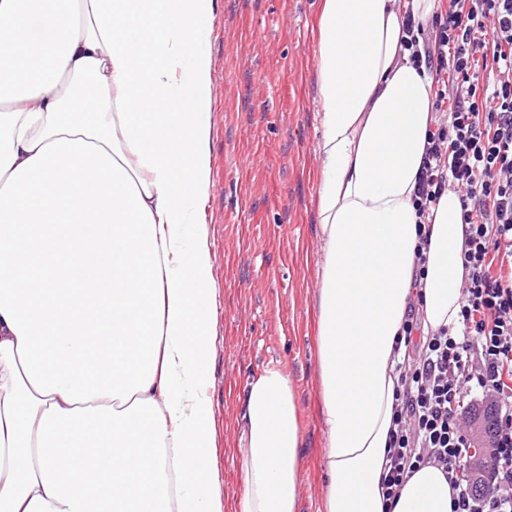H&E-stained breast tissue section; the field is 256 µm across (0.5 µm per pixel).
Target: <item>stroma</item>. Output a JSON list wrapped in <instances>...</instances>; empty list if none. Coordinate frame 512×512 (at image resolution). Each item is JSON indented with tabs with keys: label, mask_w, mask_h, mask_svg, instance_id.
<instances>
[{
	"label": "stroma",
	"mask_w": 512,
	"mask_h": 512,
	"mask_svg": "<svg viewBox=\"0 0 512 512\" xmlns=\"http://www.w3.org/2000/svg\"><path fill=\"white\" fill-rule=\"evenodd\" d=\"M320 6L218 0L211 21V188L202 220L215 311L210 463L224 512H238L244 389L270 366L287 372L299 410L298 512H318L325 487L315 312Z\"/></svg>",
	"instance_id": "stroma-1"
}]
</instances>
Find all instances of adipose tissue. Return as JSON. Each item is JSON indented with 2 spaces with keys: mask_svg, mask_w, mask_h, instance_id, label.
<instances>
[{
  "mask_svg": "<svg viewBox=\"0 0 512 512\" xmlns=\"http://www.w3.org/2000/svg\"><path fill=\"white\" fill-rule=\"evenodd\" d=\"M441 8L321 7L319 512H451L434 466L394 507L381 490L409 307L420 301L427 331L460 312V201L416 212L436 115L432 79L401 45L405 13ZM216 9L0 0V512H224L208 464L213 263L199 217ZM300 446L288 375L266 368L243 398L238 512H297Z\"/></svg>",
  "mask_w": 512,
  "mask_h": 512,
  "instance_id": "ef3b65f1",
  "label": "adipose tissue"
}]
</instances>
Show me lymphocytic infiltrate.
<instances>
[{
    "label": "lymphocytic infiltrate",
    "mask_w": 512,
    "mask_h": 512,
    "mask_svg": "<svg viewBox=\"0 0 512 512\" xmlns=\"http://www.w3.org/2000/svg\"><path fill=\"white\" fill-rule=\"evenodd\" d=\"M403 29L433 77L437 115L414 204L423 217L445 193L458 196L465 276L457 326L425 335L418 313L404 322L382 485L397 498L413 469L433 465L448 476L452 512H512V0H448L430 21L406 14ZM486 399L494 425L477 475L465 422Z\"/></svg>",
    "instance_id": "1"
}]
</instances>
